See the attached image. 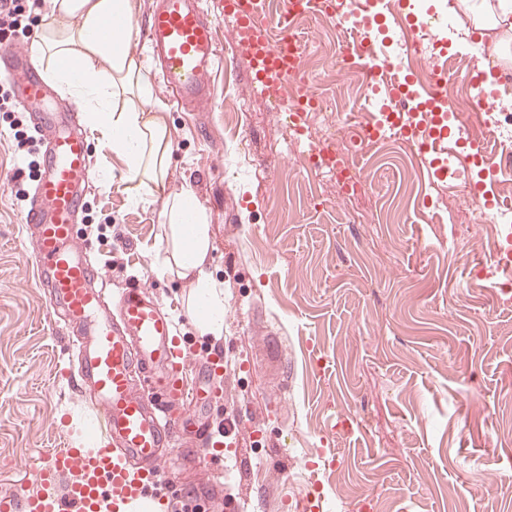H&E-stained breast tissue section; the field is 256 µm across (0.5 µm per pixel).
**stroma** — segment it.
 Segmentation results:
<instances>
[{"label": "stroma", "mask_w": 512, "mask_h": 512, "mask_svg": "<svg viewBox=\"0 0 512 512\" xmlns=\"http://www.w3.org/2000/svg\"><path fill=\"white\" fill-rule=\"evenodd\" d=\"M31 24L8 46L37 47L52 0H21ZM317 92L347 114L360 108L359 69L342 78L324 59L328 22L309 15ZM170 163L163 188L131 200L128 165L91 132L92 165L109 169L87 191L78 242L112 289L142 284L161 301L189 357L188 388L202 421L224 436L222 460L196 465L189 447L165 449L154 489L167 504L209 512H288L317 472L325 512L385 499L396 512H512V284H494L489 220L463 186L437 181L424 159L391 142L365 144L342 123L339 147L364 179L300 169L293 133L257 95L245 60L216 74L200 110L177 108L160 77ZM38 134L30 112H0V496L41 492L34 472L59 448L94 446L92 396L76 378L77 331L54 323L23 218L43 171L15 130ZM190 190L209 225V270L224 296L213 335L195 316L191 278L169 265L160 212ZM225 366L211 373L208 355ZM343 458L339 469L323 457Z\"/></svg>", "instance_id": "35a3bbf8"}]
</instances>
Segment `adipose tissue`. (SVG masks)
<instances>
[{
	"label": "adipose tissue",
	"mask_w": 512,
	"mask_h": 512,
	"mask_svg": "<svg viewBox=\"0 0 512 512\" xmlns=\"http://www.w3.org/2000/svg\"><path fill=\"white\" fill-rule=\"evenodd\" d=\"M459 6L475 29L492 31L491 54L512 44V0H459ZM135 13V0H53L40 28V47L53 62L50 79L83 103L91 125L127 160L130 181L148 191L161 184L171 151L163 107L153 102L151 77L129 50L134 28L104 34L112 17L131 19ZM163 219L171 227L175 265L195 279L197 320L220 333L224 300L208 272L204 210L187 190L166 203Z\"/></svg>",
	"instance_id": "adipose-tissue-1"
}]
</instances>
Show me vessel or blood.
<instances>
[{
  "label": "vessel or blood",
  "instance_id": "vessel-or-blood-1",
  "mask_svg": "<svg viewBox=\"0 0 512 512\" xmlns=\"http://www.w3.org/2000/svg\"><path fill=\"white\" fill-rule=\"evenodd\" d=\"M310 0H285L275 18L257 0H224L234 44L249 63L254 89L286 105L295 135H302L305 113L318 97L299 85L302 38L295 16ZM144 39L159 62L166 88L178 106L194 110L210 99V81L224 65L217 26L201 0H157L144 27ZM19 104L39 109L49 132L46 164L25 212L37 231V273L50 290L51 309L62 310L80 331L78 375L95 395L110 441L94 448L71 447L51 454L36 471L41 495L16 492L0 498V512H131L150 499L162 449L194 440L193 455L209 467L224 454V437L194 428L198 412L186 390L187 357L161 302L138 285L111 292L99 266L78 243L74 226L92 183L90 145L74 114L43 111L48 86L29 52L0 51ZM148 374L152 395L138 392L133 365Z\"/></svg>",
  "mask_w": 512,
  "mask_h": 512
}]
</instances>
